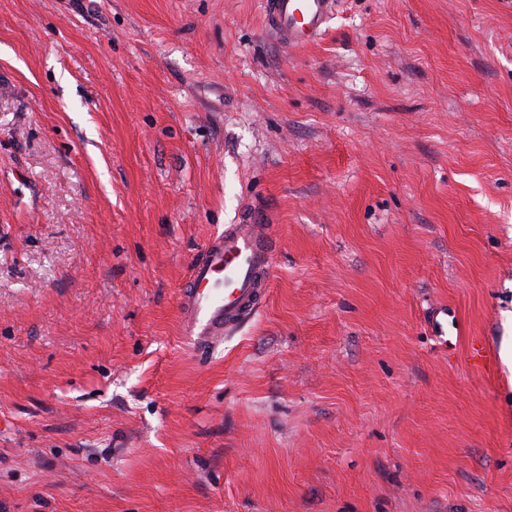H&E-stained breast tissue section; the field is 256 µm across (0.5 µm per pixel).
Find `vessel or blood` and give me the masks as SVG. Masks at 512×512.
Wrapping results in <instances>:
<instances>
[{"mask_svg": "<svg viewBox=\"0 0 512 512\" xmlns=\"http://www.w3.org/2000/svg\"><path fill=\"white\" fill-rule=\"evenodd\" d=\"M338 0H264L265 23L280 42L303 46L320 35ZM274 240L270 220L256 209L226 225L191 265L180 291L185 335L200 350L223 342L263 306Z\"/></svg>", "mask_w": 512, "mask_h": 512, "instance_id": "vessel-or-blood-1", "label": "vessel or blood"}]
</instances>
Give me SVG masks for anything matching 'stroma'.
Here are the masks:
<instances>
[{"label": "stroma", "mask_w": 512, "mask_h": 512, "mask_svg": "<svg viewBox=\"0 0 512 512\" xmlns=\"http://www.w3.org/2000/svg\"><path fill=\"white\" fill-rule=\"evenodd\" d=\"M510 343L512 0H0V512H512ZM338 0H265L268 32L288 46H303L320 35ZM241 223L226 225L206 244L180 291L184 333L202 352L256 314L268 294L272 225L256 208Z\"/></svg>", "instance_id": "stroma-1"}]
</instances>
